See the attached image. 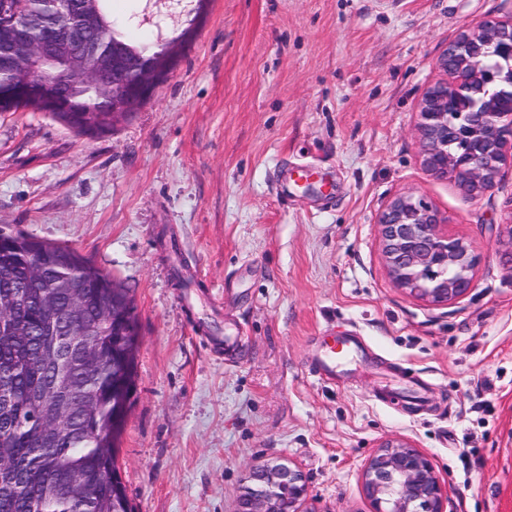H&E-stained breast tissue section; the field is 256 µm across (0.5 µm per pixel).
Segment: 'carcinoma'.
I'll list each match as a JSON object with an SVG mask.
<instances>
[{
	"instance_id": "cac0c4a2",
	"label": "carcinoma",
	"mask_w": 512,
	"mask_h": 512,
	"mask_svg": "<svg viewBox=\"0 0 512 512\" xmlns=\"http://www.w3.org/2000/svg\"><path fill=\"white\" fill-rule=\"evenodd\" d=\"M112 0H15L0 18V44L20 27L30 45H18L14 69L0 79L23 76L47 90L71 84L66 107L49 112L79 134L112 126V81L128 90L138 82L126 74L133 60L153 53L132 35L114 28ZM49 31L74 51L66 63H41L33 56ZM19 331L0 335V388L12 399L0 404V512H133L120 475L118 441L136 375L135 334L120 317L135 312L130 289L77 251L23 235L0 233V312ZM83 327L98 357L87 365L70 353L65 382L56 381L62 337Z\"/></svg>"
}]
</instances>
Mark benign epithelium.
Segmentation results:
<instances>
[{"instance_id": "1", "label": "benign epithelium", "mask_w": 512, "mask_h": 512, "mask_svg": "<svg viewBox=\"0 0 512 512\" xmlns=\"http://www.w3.org/2000/svg\"><path fill=\"white\" fill-rule=\"evenodd\" d=\"M500 13L473 29L463 30L437 58L448 79L423 93L416 132L421 164L439 179L452 180L470 198L494 189L512 171V72L500 65L482 67L476 60L487 49L512 62V0ZM41 60L67 57L56 39L37 47ZM174 68L159 65L148 72L142 90L153 100ZM508 85L491 102L479 105L464 93L475 87ZM27 99L38 92L25 79L0 83V100ZM377 224L388 273L407 293L434 307H446L474 288L479 257L462 237L448 232L438 212L422 197L397 194L379 212ZM241 500V512H300L308 487L301 472L284 463L252 466ZM362 489L373 512H445L448 489L426 455L401 443L382 445L366 463Z\"/></svg>"}]
</instances>
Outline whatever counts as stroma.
<instances>
[{
    "instance_id": "35a3bbf8",
    "label": "stroma",
    "mask_w": 512,
    "mask_h": 512,
    "mask_svg": "<svg viewBox=\"0 0 512 512\" xmlns=\"http://www.w3.org/2000/svg\"><path fill=\"white\" fill-rule=\"evenodd\" d=\"M500 0H212L156 97L106 133L0 114V231L130 288L141 345L118 464L135 512H238L250 467L305 476V512H372L381 443L424 453L447 512H512V179L466 197L420 164L435 61ZM149 0H112L155 45ZM426 198L479 255L436 308L389 276L376 224ZM355 361L320 378L325 339Z\"/></svg>"
}]
</instances>
